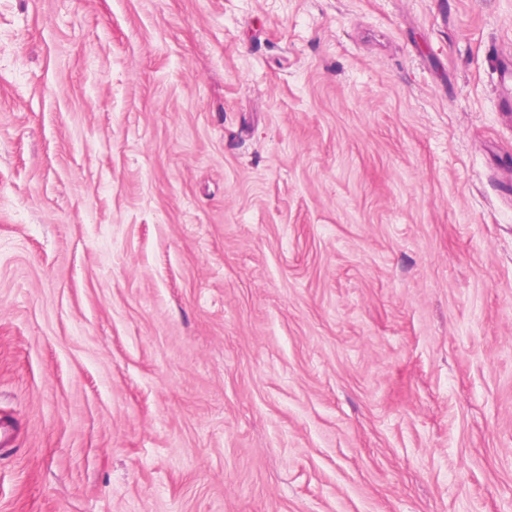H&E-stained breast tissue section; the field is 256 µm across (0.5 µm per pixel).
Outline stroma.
Wrapping results in <instances>:
<instances>
[{
	"mask_svg": "<svg viewBox=\"0 0 512 512\" xmlns=\"http://www.w3.org/2000/svg\"><path fill=\"white\" fill-rule=\"evenodd\" d=\"M512 0H0V512H512Z\"/></svg>",
	"mask_w": 512,
	"mask_h": 512,
	"instance_id": "obj_1",
	"label": "stroma"
}]
</instances>
